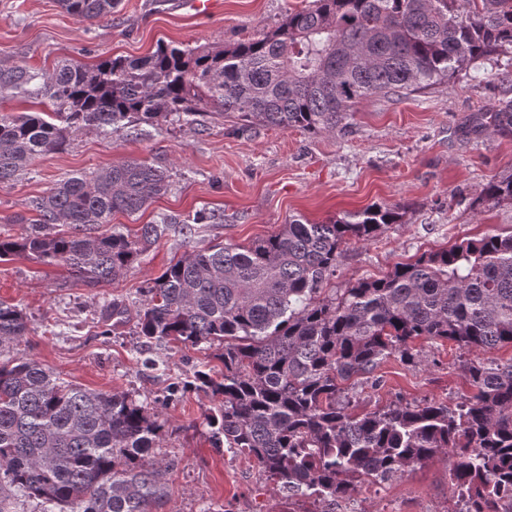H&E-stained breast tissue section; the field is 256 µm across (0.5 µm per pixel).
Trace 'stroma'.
<instances>
[{
    "label": "stroma",
    "mask_w": 512,
    "mask_h": 512,
    "mask_svg": "<svg viewBox=\"0 0 512 512\" xmlns=\"http://www.w3.org/2000/svg\"><path fill=\"white\" fill-rule=\"evenodd\" d=\"M307 0H218L199 16L186 0H122L112 17L80 22L57 0H0V68L26 66L51 73L58 61L87 66L116 56L141 57L159 42L191 49L256 36ZM512 100V52L471 64L450 85L356 103L334 134L297 128L243 127L210 114L194 122L141 123L118 132L86 126L65 151L37 158L8 187H0V233L17 236L28 203L68 174L101 170L134 157L169 170L173 186L136 214L113 213V224L136 233L168 217L165 237L122 275L87 286L69 268L24 255L0 262V301L28 318L22 352L63 380L129 395L159 416L162 440L153 455L165 470L169 500L161 512H313L312 500L288 496L252 460L217 451L208 417L218 405L192 387L194 371L219 367L218 345L146 342L135 321L103 334L99 319L114 298L138 302L140 289L185 252L217 243L249 245L277 233L290 216L324 223L373 204L398 211L401 221L372 240L349 241L323 294L335 297L355 282L385 275L399 262L464 239L512 232V203L479 202L481 188L512 174V132L476 134V117ZM207 208L216 222L185 237L180 224ZM418 367L388 358L377 370L379 389L356 395L357 411L395 398L455 404L473 395L467 363L512 359V347L458 349L418 340ZM450 460L436 456L379 483L358 484L328 512H453Z\"/></svg>",
    "instance_id": "stroma-1"
}]
</instances>
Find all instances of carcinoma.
Wrapping results in <instances>:
<instances>
[{
	"instance_id": "1",
	"label": "carcinoma",
	"mask_w": 512,
	"mask_h": 512,
	"mask_svg": "<svg viewBox=\"0 0 512 512\" xmlns=\"http://www.w3.org/2000/svg\"><path fill=\"white\" fill-rule=\"evenodd\" d=\"M485 11H479L477 2ZM80 22L112 16L118 0H58ZM512 46V0H312L275 27L215 51L160 44L143 57L89 67L62 61L42 85L24 66L0 69V90L51 102L52 111H0V186L59 152L83 126L212 113L244 126L334 134L371 97L444 84ZM491 125L512 130V101ZM170 174L126 159L69 176L31 199L19 236H0V260L25 254L62 264L87 284L114 280L169 230L144 224L131 239L99 233L112 213H136L169 191ZM480 200L512 202V175ZM400 214L373 205L325 224L297 216L247 246L185 253L141 288L139 335L222 345L224 372L193 383L220 400L214 445L255 461L267 479L318 504L346 499L443 454L458 512H501L512 499V361L467 366L476 393L453 406L400 398L352 411V391L382 386L395 356L421 364L418 339L468 351L512 345V233L463 240L363 279L338 298L320 292L347 241H369ZM112 300L104 322H124ZM26 314L0 302V350L20 346ZM161 425L126 395L83 389L21 351L0 362V512L36 500L40 512H156L168 501L151 458Z\"/></svg>"
}]
</instances>
